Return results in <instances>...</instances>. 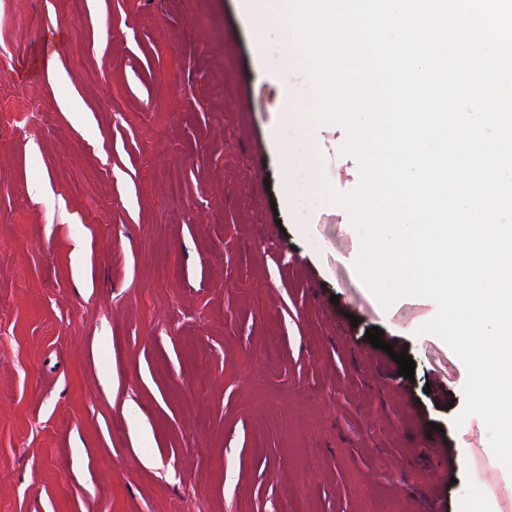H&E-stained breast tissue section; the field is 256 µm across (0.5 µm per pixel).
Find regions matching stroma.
Segmentation results:
<instances>
[{
  "label": "stroma",
  "mask_w": 512,
  "mask_h": 512,
  "mask_svg": "<svg viewBox=\"0 0 512 512\" xmlns=\"http://www.w3.org/2000/svg\"><path fill=\"white\" fill-rule=\"evenodd\" d=\"M284 44L238 0H0V512H512L436 303L382 304L350 215L285 196Z\"/></svg>",
  "instance_id": "35a3bbf8"
}]
</instances>
